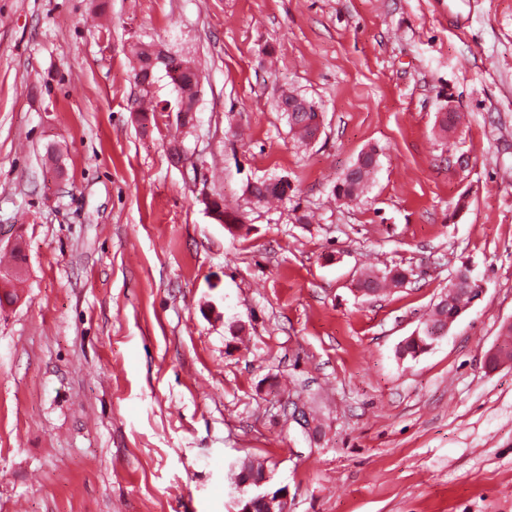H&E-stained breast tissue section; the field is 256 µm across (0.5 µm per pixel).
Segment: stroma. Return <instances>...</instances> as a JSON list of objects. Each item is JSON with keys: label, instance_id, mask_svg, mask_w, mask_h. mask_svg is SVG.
<instances>
[{"label": "stroma", "instance_id": "35a3bbf8", "mask_svg": "<svg viewBox=\"0 0 512 512\" xmlns=\"http://www.w3.org/2000/svg\"><path fill=\"white\" fill-rule=\"evenodd\" d=\"M141 41L198 68L193 122L141 127L171 96L136 82ZM265 178L287 200L251 203ZM17 238L0 512H236L250 461L288 512H512V365L485 366L512 321V0H0V265ZM464 266L481 299L400 357ZM294 91H288V90H281L277 96L276 99V106L279 112H283L288 120V125L290 127V130L293 132L294 136L297 137L298 140L301 142H304L307 140L309 132L307 129V125H300L303 122L306 121H314L319 117L320 113L318 111V108L311 102L307 101L309 104V112H305L308 110V104L307 102L296 95ZM296 97V101L292 104V106L289 108L288 112H286V109H284L281 105V100L288 101L289 98ZM289 112H297V114H289ZM303 112L302 115L300 113ZM321 115V113H320ZM375 167L376 166L367 167L364 171L362 179L357 183L349 182L347 180L342 179L341 177L337 178L336 184L334 185V194L336 196V199L352 200L361 195L364 192L371 178V175L375 170ZM288 181L282 179H265L255 184H248L246 192L249 198L257 204L267 202L270 199H282L288 196ZM406 278V273L403 271H385L381 277L377 275L365 277L359 282V288H361L359 290L363 291L364 294H368L376 292L379 288H386L388 285L396 288L403 285Z\"/></svg>", "mask_w": 512, "mask_h": 512}]
</instances>
